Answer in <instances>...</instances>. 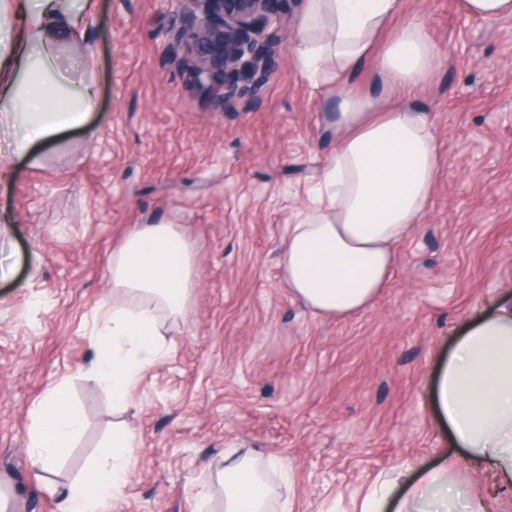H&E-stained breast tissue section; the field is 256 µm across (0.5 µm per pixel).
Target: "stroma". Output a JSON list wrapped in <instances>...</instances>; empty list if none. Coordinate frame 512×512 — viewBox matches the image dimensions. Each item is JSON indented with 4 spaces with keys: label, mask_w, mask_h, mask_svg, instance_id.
<instances>
[{
    "label": "stroma",
    "mask_w": 512,
    "mask_h": 512,
    "mask_svg": "<svg viewBox=\"0 0 512 512\" xmlns=\"http://www.w3.org/2000/svg\"><path fill=\"white\" fill-rule=\"evenodd\" d=\"M302 0L281 16L279 68L260 103L204 108L173 48L175 0H95L94 62L68 48L72 83L95 81L94 135L76 130L17 161L0 186V489L15 512H56L112 435L138 439L121 495L103 512H191L228 452L272 470L271 512H358L399 464L451 453L434 388L455 338L512 296V19L462 0H403L439 63L409 98L435 130L441 168L428 211L397 250L370 308L323 317L276 265L287 226L334 152L322 134L336 90L294 63ZM175 224L196 247L187 314L132 403L90 373L107 261L129 225ZM70 383L85 427L52 472L32 460L31 413Z\"/></svg>",
    "instance_id": "stroma-1"
}]
</instances>
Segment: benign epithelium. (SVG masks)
<instances>
[{
	"label": "benign epithelium",
	"instance_id": "obj_1",
	"mask_svg": "<svg viewBox=\"0 0 512 512\" xmlns=\"http://www.w3.org/2000/svg\"><path fill=\"white\" fill-rule=\"evenodd\" d=\"M287 0H176L173 36L200 98L226 110L255 104L278 66L280 13Z\"/></svg>",
	"mask_w": 512,
	"mask_h": 512
}]
</instances>
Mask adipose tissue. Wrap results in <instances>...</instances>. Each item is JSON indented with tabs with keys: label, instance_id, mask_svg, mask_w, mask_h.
<instances>
[{
	"label": "adipose tissue",
	"instance_id": "1",
	"mask_svg": "<svg viewBox=\"0 0 512 512\" xmlns=\"http://www.w3.org/2000/svg\"><path fill=\"white\" fill-rule=\"evenodd\" d=\"M401 0H307L296 49L303 76L336 88V109L323 131L335 153L312 190L309 203L289 224L277 265L293 296L311 311L346 318L369 308L385 288L396 248L430 206L440 153L423 113L403 105L383 109L356 77L374 59L384 91L409 94L437 64V51L421 19L383 31ZM81 20L56 0H0V178L14 162L32 157L71 129L87 128L96 106V85L67 97V78L33 64L17 79L32 53L73 44L88 50L94 0H84ZM112 301L103 304L95 330L91 370L111 393L113 409L130 401L136 382L162 362L170 344L166 323L185 313L196 286V252L174 224L131 225L112 251ZM435 406L458 453L418 471L399 465L404 484H385L361 512H487L479 494L460 500L456 476L487 463L512 480V300L503 299L486 318L458 336L440 372ZM32 457L53 468L84 421L66 381L49 386L34 411ZM136 440L123 428L100 451L95 467L66 486L58 512H99L126 482ZM263 466L252 458L230 461L222 474L224 512H266L271 489Z\"/></svg>",
	"mask_w": 512,
	"mask_h": 512
}]
</instances>
